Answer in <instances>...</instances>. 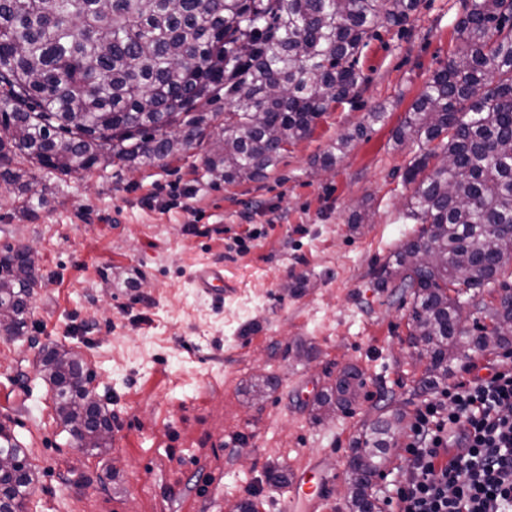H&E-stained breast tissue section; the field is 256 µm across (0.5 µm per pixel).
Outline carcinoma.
<instances>
[{
    "instance_id": "1",
    "label": "carcinoma",
    "mask_w": 512,
    "mask_h": 512,
    "mask_svg": "<svg viewBox=\"0 0 512 512\" xmlns=\"http://www.w3.org/2000/svg\"><path fill=\"white\" fill-rule=\"evenodd\" d=\"M418 0H0V183L28 203L36 177L12 166L25 155L50 174L86 172L116 160L159 165L206 145L205 172L226 182L261 180L288 144L311 135L330 103L355 92L359 57L384 19L404 23ZM455 31L460 49L412 105L397 140L430 143L406 179L416 184L409 216L421 224L375 274L412 297L411 336L423 337V390L448 380L450 363L483 350L470 336L467 306L485 314L501 347L512 334V306L490 308L475 295L509 288L512 264V0H463ZM248 45L250 51L241 52ZM224 92L220 133L197 108ZM448 156V168L431 166ZM30 256L0 253V334L26 328L34 287ZM43 378L64 431L111 447L102 406L87 401L92 373L81 356L42 350ZM365 386L344 370L318 402L352 410ZM403 419L378 418L350 460V512H375L372 479ZM0 512H24L34 491L27 449L0 426Z\"/></svg>"
}]
</instances>
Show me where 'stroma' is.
<instances>
[{
  "mask_svg": "<svg viewBox=\"0 0 512 512\" xmlns=\"http://www.w3.org/2000/svg\"><path fill=\"white\" fill-rule=\"evenodd\" d=\"M462 3L419 0L405 23L380 22L356 92L262 180L207 176L192 149L161 166L38 172L41 199L29 207L0 189V248L35 250L27 327L0 335V423L36 462L28 512H224L244 499L292 512L289 483L313 459L326 512H349L357 439L432 397L417 388L409 302L375 287L374 272L418 229L405 173L422 149L395 133L457 50ZM377 109L383 121L369 123ZM253 228L260 237L233 252ZM205 266L223 269L222 295L196 288ZM53 344L96 374L112 416L106 453L79 448L57 422L34 368ZM347 367L362 372L365 398L319 416V396ZM266 376L276 386L257 392ZM275 470L285 477L276 487Z\"/></svg>",
  "mask_w": 512,
  "mask_h": 512,
  "instance_id": "35a3bbf8",
  "label": "stroma"
}]
</instances>
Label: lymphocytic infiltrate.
Instances as JSON below:
<instances>
[{
  "label": "lymphocytic infiltrate",
  "mask_w": 512,
  "mask_h": 512,
  "mask_svg": "<svg viewBox=\"0 0 512 512\" xmlns=\"http://www.w3.org/2000/svg\"><path fill=\"white\" fill-rule=\"evenodd\" d=\"M404 453L394 512H512V354L426 401Z\"/></svg>",
  "instance_id": "lymphocytic-infiltrate-1"
}]
</instances>
